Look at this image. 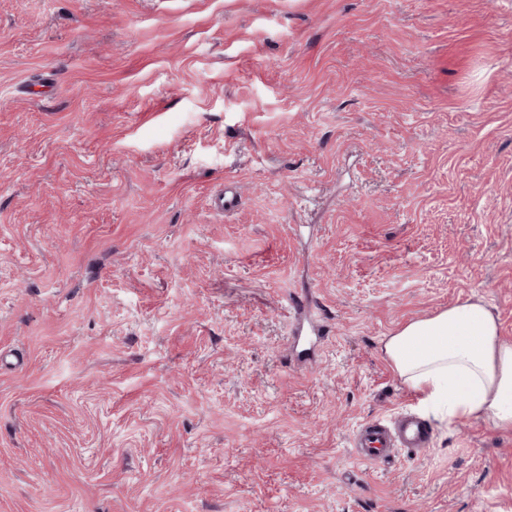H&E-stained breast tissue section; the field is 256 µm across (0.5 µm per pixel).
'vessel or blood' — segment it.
Returning <instances> with one entry per match:
<instances>
[{"instance_id":"b4317fda","label":"vessel or blood","mask_w":512,"mask_h":512,"mask_svg":"<svg viewBox=\"0 0 512 512\" xmlns=\"http://www.w3.org/2000/svg\"><path fill=\"white\" fill-rule=\"evenodd\" d=\"M432 435L430 424L412 415L377 418L360 426L353 438V449L365 463H387L401 451L413 455L425 452Z\"/></svg>"}]
</instances>
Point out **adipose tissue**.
<instances>
[{"mask_svg":"<svg viewBox=\"0 0 512 512\" xmlns=\"http://www.w3.org/2000/svg\"><path fill=\"white\" fill-rule=\"evenodd\" d=\"M381 349L430 410L512 429V344L479 298H467L434 316L410 321Z\"/></svg>","mask_w":512,"mask_h":512,"instance_id":"obj_1","label":"adipose tissue"}]
</instances>
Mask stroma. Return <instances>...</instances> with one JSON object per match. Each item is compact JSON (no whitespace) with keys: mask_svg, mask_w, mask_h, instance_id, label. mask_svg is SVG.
Returning a JSON list of instances; mask_svg holds the SVG:
<instances>
[{"mask_svg":"<svg viewBox=\"0 0 512 512\" xmlns=\"http://www.w3.org/2000/svg\"><path fill=\"white\" fill-rule=\"evenodd\" d=\"M472 296L512 344V0H0V512H512V430L351 447Z\"/></svg>","mask_w":512,"mask_h":512,"instance_id":"obj_1","label":"stroma"}]
</instances>
